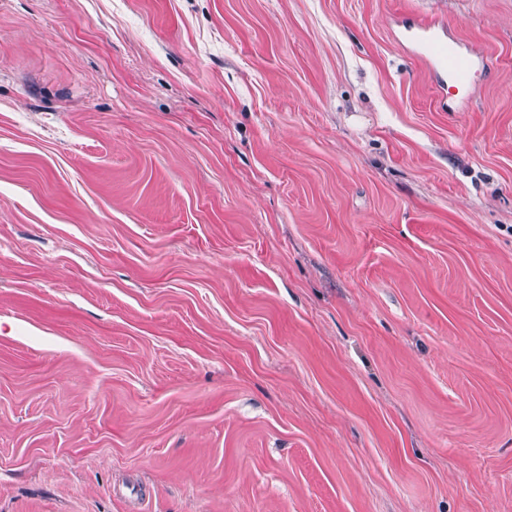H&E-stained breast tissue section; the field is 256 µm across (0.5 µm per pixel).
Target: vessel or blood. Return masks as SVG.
I'll return each mask as SVG.
<instances>
[{"label":"vessel or blood","instance_id":"obj_1","mask_svg":"<svg viewBox=\"0 0 512 512\" xmlns=\"http://www.w3.org/2000/svg\"><path fill=\"white\" fill-rule=\"evenodd\" d=\"M409 37L440 85L454 89L460 96H467L477 64L476 55L461 49L448 38L443 27L436 24L416 26Z\"/></svg>","mask_w":512,"mask_h":512}]
</instances>
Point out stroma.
<instances>
[{
    "label": "stroma",
    "mask_w": 512,
    "mask_h": 512,
    "mask_svg": "<svg viewBox=\"0 0 512 512\" xmlns=\"http://www.w3.org/2000/svg\"><path fill=\"white\" fill-rule=\"evenodd\" d=\"M0 512H512V0H0ZM409 37L419 57L435 73L442 87L452 88L460 96H467L477 64L471 51H464L448 38L443 26L438 24L410 27Z\"/></svg>",
    "instance_id": "1"
}]
</instances>
